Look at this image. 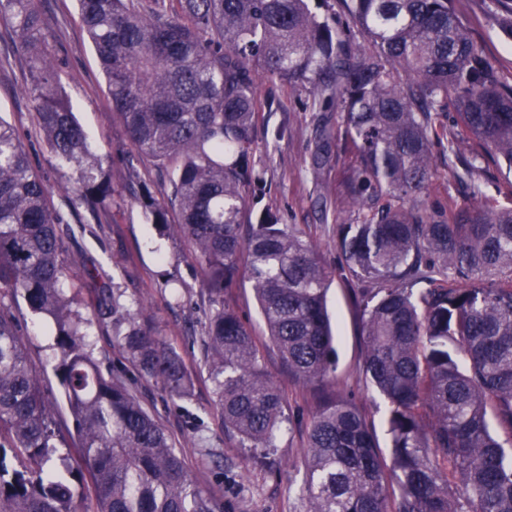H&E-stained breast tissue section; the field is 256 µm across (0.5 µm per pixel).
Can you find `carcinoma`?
<instances>
[{
    "label": "carcinoma",
    "mask_w": 512,
    "mask_h": 512,
    "mask_svg": "<svg viewBox=\"0 0 512 512\" xmlns=\"http://www.w3.org/2000/svg\"><path fill=\"white\" fill-rule=\"evenodd\" d=\"M78 0L111 109L136 153L165 168L167 203L144 196L153 223L177 216L218 307L204 342L224 426L250 448L275 447L283 391L224 289L245 253L256 299L288 374L315 391L304 448L308 512H512V207L474 187L465 209L423 202L432 147L461 149L441 121L453 96L460 123L512 173V85L484 61L452 0H339L349 28L310 0ZM28 59L26 91L51 153L80 167L66 190L98 214L112 193L57 77L37 0H0ZM261 70L310 89L340 112L355 155L345 178L337 247L355 281L366 380L389 405L390 460L356 404L337 394L326 306L328 276L312 244L271 212L242 233ZM319 176L334 136L321 132ZM15 128L0 118V512H224L134 383L102 369L92 319L74 308L61 220ZM94 311L140 377L173 400L190 379L177 352L102 284ZM23 301L50 326L54 375L85 467L61 454L54 406L28 337L4 304Z\"/></svg>",
    "instance_id": "cac0c4a2"
}]
</instances>
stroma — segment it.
<instances>
[{"label": "stroma", "mask_w": 512, "mask_h": 512, "mask_svg": "<svg viewBox=\"0 0 512 512\" xmlns=\"http://www.w3.org/2000/svg\"><path fill=\"white\" fill-rule=\"evenodd\" d=\"M38 4L48 19L46 36L59 59L61 84L93 150L103 158L112 187L106 221H96L84 204L64 193V186L77 181L79 170L55 159L37 131L25 92L26 61L5 24H0V117L15 127L32 168L52 189L49 204L65 227L63 255L71 271H79L84 263L95 265L108 287L119 291L122 303L136 310L138 319L179 354L193 381L188 398L170 400L146 379L138 380L137 386L144 405L184 456L193 480L207 491L223 494L225 512H307L308 501L300 488L305 480L303 448L314 402L308 389L289 379L269 341L247 258L238 262L235 281L224 292V305L239 315L255 337L263 367L280 384L292 421L291 431L280 437L264 463L224 426L203 346L205 323L214 302L176 226L153 224L139 202L145 190L162 199L163 178L152 162L138 156L111 112L104 74L80 22L77 0H38ZM453 7L498 78L512 84V32L499 25L495 0H453ZM256 92L261 101L273 102L274 107L257 115L252 158L260 179L246 194V216L251 219L271 210L282 223L305 231L316 245L329 276L336 391L361 409L381 454H388L387 406L365 382L361 319L336 247L339 226L348 217L343 179L349 156L332 148L320 177L309 172L319 128H336L340 114L313 109L306 87L261 77ZM280 127L286 134L277 141L273 133ZM485 152V146L473 138L458 157L435 149L436 176L424 196L426 206L435 212L466 207L472 202L471 185L476 182L487 197L512 207V176L484 161ZM472 164L479 166L478 175L468 174ZM18 316L27 322L28 355L41 386L48 398H57L59 388L47 361L44 324L24 307Z\"/></svg>", "instance_id": "35a3bbf8"}]
</instances>
